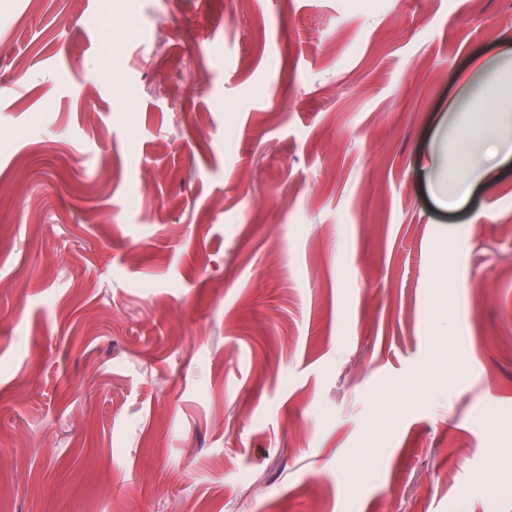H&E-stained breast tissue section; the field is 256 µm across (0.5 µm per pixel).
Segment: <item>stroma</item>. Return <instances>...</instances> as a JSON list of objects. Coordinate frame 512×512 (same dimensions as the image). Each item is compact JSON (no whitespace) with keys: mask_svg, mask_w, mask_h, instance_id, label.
<instances>
[{"mask_svg":"<svg viewBox=\"0 0 512 512\" xmlns=\"http://www.w3.org/2000/svg\"><path fill=\"white\" fill-rule=\"evenodd\" d=\"M500 75L512 0H0V512H512V157L424 167Z\"/></svg>","mask_w":512,"mask_h":512,"instance_id":"1","label":"stroma"}]
</instances>
